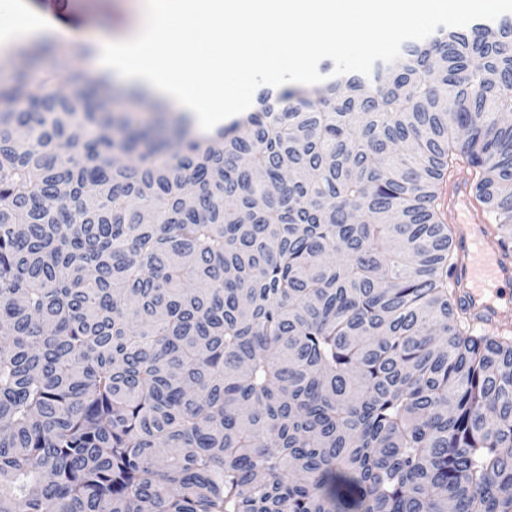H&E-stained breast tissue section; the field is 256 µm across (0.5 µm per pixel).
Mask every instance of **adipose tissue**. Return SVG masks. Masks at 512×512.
I'll list each match as a JSON object with an SVG mask.
<instances>
[{
  "mask_svg": "<svg viewBox=\"0 0 512 512\" xmlns=\"http://www.w3.org/2000/svg\"><path fill=\"white\" fill-rule=\"evenodd\" d=\"M141 21L128 35L99 38L92 56L99 72L124 86L176 103L198 135L239 118L249 109L248 98H225V77L249 72L254 59L265 64L264 81L286 85L287 74L307 76L321 54L341 51L345 32L357 27L400 28L428 0H138ZM255 26L275 28L277 37L255 42ZM320 27L322 40L304 34ZM223 30L235 50L224 53L220 70L204 72L187 66L180 53L194 34ZM292 48L291 67L283 69L281 44Z\"/></svg>",
  "mask_w": 512,
  "mask_h": 512,
  "instance_id": "ef3b65f1",
  "label": "adipose tissue"
}]
</instances>
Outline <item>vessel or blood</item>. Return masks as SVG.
Segmentation results:
<instances>
[{
	"label": "vessel or blood",
	"instance_id": "obj_1",
	"mask_svg": "<svg viewBox=\"0 0 512 512\" xmlns=\"http://www.w3.org/2000/svg\"><path fill=\"white\" fill-rule=\"evenodd\" d=\"M455 224L454 245L459 262L452 284L471 310L480 312L485 324H492L502 311L500 287L512 281V258L494 239L486 217L470 205L469 186L455 181L448 190Z\"/></svg>",
	"mask_w": 512,
	"mask_h": 512
}]
</instances>
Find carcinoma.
I'll return each instance as SVG.
<instances>
[{
	"mask_svg": "<svg viewBox=\"0 0 512 512\" xmlns=\"http://www.w3.org/2000/svg\"><path fill=\"white\" fill-rule=\"evenodd\" d=\"M44 50L0 85V512H512V329L438 194L465 163L512 248V20L198 138L31 90Z\"/></svg>",
	"mask_w": 512,
	"mask_h": 512,
	"instance_id": "1",
	"label": "carcinoma"
}]
</instances>
